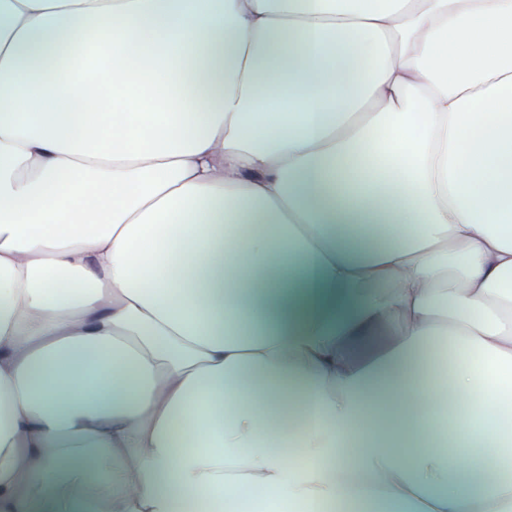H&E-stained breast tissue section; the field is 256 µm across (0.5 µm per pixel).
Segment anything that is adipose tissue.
I'll return each mask as SVG.
<instances>
[{
	"mask_svg": "<svg viewBox=\"0 0 512 512\" xmlns=\"http://www.w3.org/2000/svg\"><path fill=\"white\" fill-rule=\"evenodd\" d=\"M510 393L512 0H0V512H512Z\"/></svg>",
	"mask_w": 512,
	"mask_h": 512,
	"instance_id": "1",
	"label": "adipose tissue"
}]
</instances>
